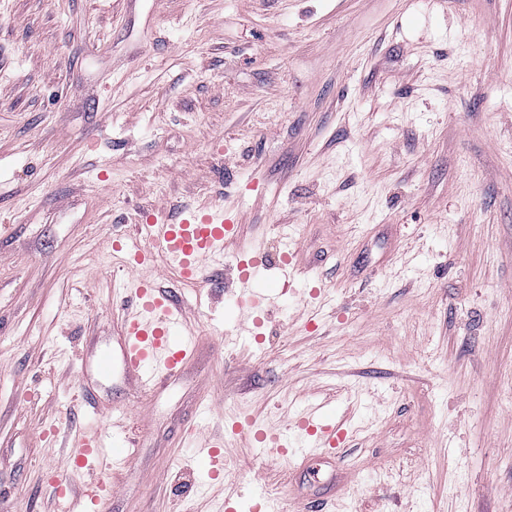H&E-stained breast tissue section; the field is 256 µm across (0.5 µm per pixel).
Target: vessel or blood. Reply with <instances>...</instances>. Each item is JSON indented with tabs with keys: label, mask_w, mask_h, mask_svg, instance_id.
<instances>
[{
	"label": "vessel or blood",
	"mask_w": 512,
	"mask_h": 512,
	"mask_svg": "<svg viewBox=\"0 0 512 512\" xmlns=\"http://www.w3.org/2000/svg\"><path fill=\"white\" fill-rule=\"evenodd\" d=\"M239 229V221L229 217L220 205L176 217L155 215L137 227V235L146 241L147 247L135 252V261L145 267L159 253L178 270L182 279L196 281L206 261L224 257L227 245L236 239ZM236 282L241 318L246 321L251 317L258 294L255 262H238ZM125 288L131 305L123 320L118 350L99 352L96 369L103 374L112 367H120L140 388L152 389L179 374L197 349L198 338L184 325L176 299L158 288L152 278L132 275ZM288 427L303 436L304 446L299 454L309 459L331 455L334 449L347 444L351 432L346 420L332 418L331 404L324 400L307 403L289 420ZM233 431L251 446L271 447L280 454L288 451V440L282 433L258 428L254 419L235 423ZM92 457L101 460L103 468L99 477L84 485L82 496L90 512H104L117 491L110 472L118 456L105 450L102 435L97 431L83 437L71 464L81 469Z\"/></svg>",
	"instance_id": "obj_1"
}]
</instances>
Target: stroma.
<instances>
[{"instance_id":"35a3bbf8","label":"stroma","mask_w":512,"mask_h":512,"mask_svg":"<svg viewBox=\"0 0 512 512\" xmlns=\"http://www.w3.org/2000/svg\"><path fill=\"white\" fill-rule=\"evenodd\" d=\"M218 199L223 263H151L193 358L152 391L77 385L122 333L111 238ZM256 250L281 297L245 330ZM298 394L355 418L320 472L335 512H512V0H0V512H87L68 459L111 435L100 407L134 443L109 512H251L257 475L302 512L301 457L231 438L214 483L191 444L281 428ZM257 263V259H252L249 262L240 261L236 266V284H238L240 290V295L237 299L243 321L250 319L252 308L259 293L258 290H261L257 288L255 280Z\"/></svg>"}]
</instances>
